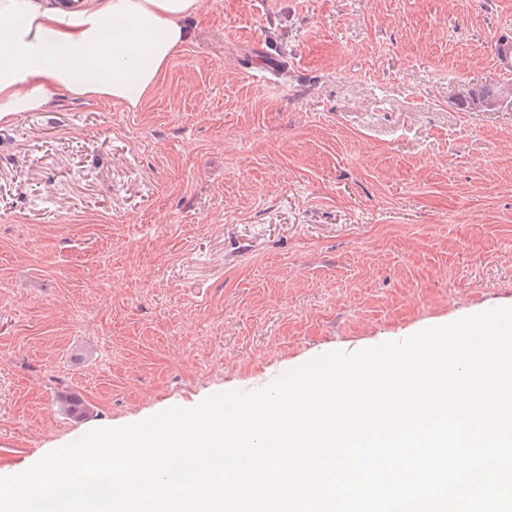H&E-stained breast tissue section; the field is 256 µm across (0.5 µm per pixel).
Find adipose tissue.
Returning a JSON list of instances; mask_svg holds the SVG:
<instances>
[{"mask_svg": "<svg viewBox=\"0 0 512 512\" xmlns=\"http://www.w3.org/2000/svg\"><path fill=\"white\" fill-rule=\"evenodd\" d=\"M202 0H94L79 10L0 0V120L57 93L137 106L187 42Z\"/></svg>", "mask_w": 512, "mask_h": 512, "instance_id": "adipose-tissue-1", "label": "adipose tissue"}]
</instances>
